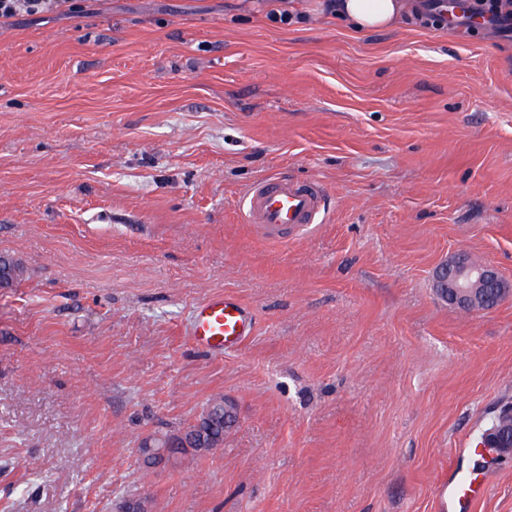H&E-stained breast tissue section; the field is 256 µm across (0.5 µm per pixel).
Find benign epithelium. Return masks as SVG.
Wrapping results in <instances>:
<instances>
[{"instance_id": "7a95c632", "label": "benign epithelium", "mask_w": 512, "mask_h": 512, "mask_svg": "<svg viewBox=\"0 0 512 512\" xmlns=\"http://www.w3.org/2000/svg\"><path fill=\"white\" fill-rule=\"evenodd\" d=\"M434 288L444 301L465 312L490 310L512 295V288L490 264L476 263L463 256H454L435 271ZM224 428L239 422L237 404L224 398Z\"/></svg>"}]
</instances>
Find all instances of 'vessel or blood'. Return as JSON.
Wrapping results in <instances>:
<instances>
[{
    "label": "vessel or blood",
    "instance_id": "1",
    "mask_svg": "<svg viewBox=\"0 0 512 512\" xmlns=\"http://www.w3.org/2000/svg\"><path fill=\"white\" fill-rule=\"evenodd\" d=\"M326 210L325 190L316 182L302 183L286 176L265 178L246 194V218L257 225L268 240L281 241L284 233L302 234ZM252 332L246 306L221 294L200 302L189 328L192 342L213 354L240 346ZM481 487L469 473H462L448 489V505L466 512L480 495Z\"/></svg>",
    "mask_w": 512,
    "mask_h": 512
}]
</instances>
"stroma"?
I'll return each instance as SVG.
<instances>
[{
  "mask_svg": "<svg viewBox=\"0 0 512 512\" xmlns=\"http://www.w3.org/2000/svg\"><path fill=\"white\" fill-rule=\"evenodd\" d=\"M323 0H88L0 28V512H512V297L463 312L456 253L512 281V31L415 15L353 32ZM319 182L328 213L265 239L251 185ZM214 294L254 328L216 356ZM221 447L145 467L216 398ZM252 332V318L238 300L216 294L200 302L189 328L192 342L213 354H224L240 346ZM218 402L224 408V422H221L220 418L202 419L200 417L202 420L201 426L206 430H210L214 445L224 443V431L236 426L240 418L238 406L234 401L224 397V399H220ZM480 494L481 487L476 482V478L469 473H461L455 483L448 487V506L462 512Z\"/></svg>",
  "mask_w": 512,
  "mask_h": 512,
  "instance_id": "stroma-1",
  "label": "stroma"
}]
</instances>
